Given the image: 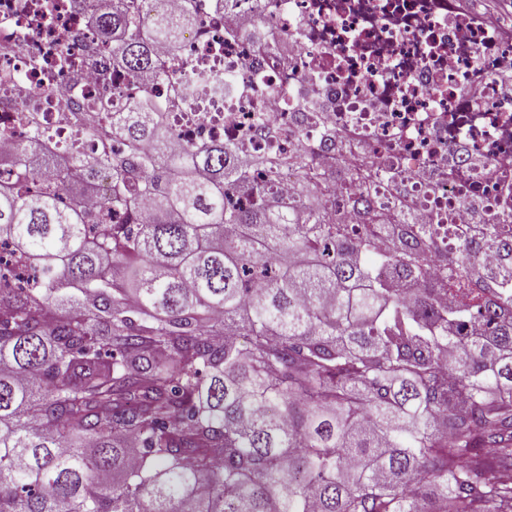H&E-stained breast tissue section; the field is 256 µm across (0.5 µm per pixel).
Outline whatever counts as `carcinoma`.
Listing matches in <instances>:
<instances>
[{"label": "carcinoma", "instance_id": "cac0c4a2", "mask_svg": "<svg viewBox=\"0 0 512 512\" xmlns=\"http://www.w3.org/2000/svg\"><path fill=\"white\" fill-rule=\"evenodd\" d=\"M103 1L91 23L126 74L168 77L154 40L178 41L172 16ZM202 91L222 97L224 79L186 77L168 111L82 93L62 140L37 110L14 115L0 512H512V270L489 272L476 305L474 253L457 248L463 300L441 306L428 237L375 260L277 193L304 162L281 155L258 179L231 143L174 145L172 111ZM504 229L483 225V247Z\"/></svg>", "mask_w": 512, "mask_h": 512}]
</instances>
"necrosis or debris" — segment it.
Masks as SVG:
<instances>
[{"label":"necrosis or debris","instance_id":"obj_1","mask_svg":"<svg viewBox=\"0 0 512 512\" xmlns=\"http://www.w3.org/2000/svg\"><path fill=\"white\" fill-rule=\"evenodd\" d=\"M457 0H244L218 13L195 0L180 68L226 75L220 114L183 121L179 144L227 140L262 160L283 152L319 171L354 166L326 205L347 238L377 243L385 229L432 230L430 283L448 298L443 261L464 215L512 224V33L463 13ZM91 0H0V73L24 77L57 120L76 87L110 77L122 99L151 89L114 66ZM42 60L40 69L30 60ZM395 168L379 193L363 178Z\"/></svg>","mask_w":512,"mask_h":512}]
</instances>
